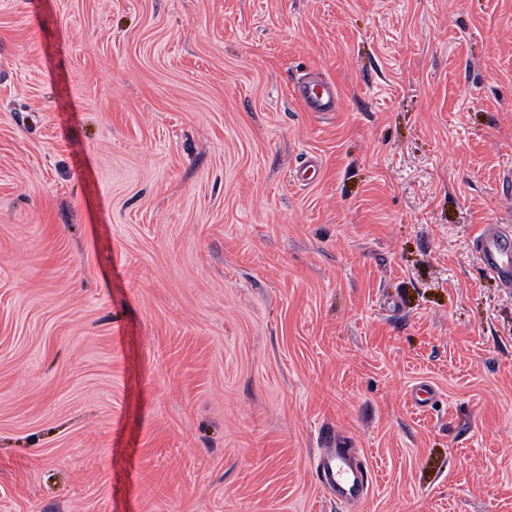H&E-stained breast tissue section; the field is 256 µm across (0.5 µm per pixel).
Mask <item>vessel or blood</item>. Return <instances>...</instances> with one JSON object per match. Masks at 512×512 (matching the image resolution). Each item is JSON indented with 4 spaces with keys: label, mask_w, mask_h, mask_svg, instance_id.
Segmentation results:
<instances>
[{
    "label": "vessel or blood",
    "mask_w": 512,
    "mask_h": 512,
    "mask_svg": "<svg viewBox=\"0 0 512 512\" xmlns=\"http://www.w3.org/2000/svg\"><path fill=\"white\" fill-rule=\"evenodd\" d=\"M295 94L308 112H334L339 108V94L329 82H303ZM475 248L487 272L496 277L506 290H512V231L496 226L482 228L474 239ZM319 484L329 489L340 503L363 500L371 486L366 460L352 449H322L315 464Z\"/></svg>",
    "instance_id": "vessel-or-blood-1"
}]
</instances>
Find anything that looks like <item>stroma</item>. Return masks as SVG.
I'll use <instances>...</instances> for the list:
<instances>
[{
  "instance_id": "obj_1",
  "label": "stroma",
  "mask_w": 512,
  "mask_h": 512,
  "mask_svg": "<svg viewBox=\"0 0 512 512\" xmlns=\"http://www.w3.org/2000/svg\"><path fill=\"white\" fill-rule=\"evenodd\" d=\"M485 224L512 0H0V512H512ZM295 94L307 112H335L339 108V94L329 82H303L295 86ZM329 439L334 448H321L314 464L317 481L333 493L336 502L357 503L366 497L371 486L367 461L351 448H338L337 437L330 435Z\"/></svg>"
}]
</instances>
